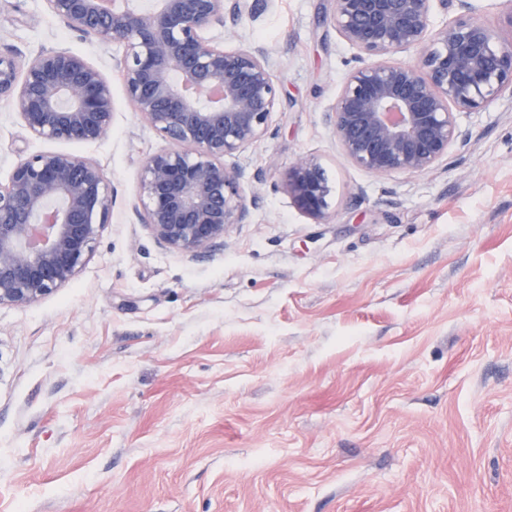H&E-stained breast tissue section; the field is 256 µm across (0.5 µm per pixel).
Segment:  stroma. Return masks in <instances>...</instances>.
Listing matches in <instances>:
<instances>
[{
	"instance_id": "35a3bbf8",
	"label": "stroma",
	"mask_w": 512,
	"mask_h": 512,
	"mask_svg": "<svg viewBox=\"0 0 512 512\" xmlns=\"http://www.w3.org/2000/svg\"><path fill=\"white\" fill-rule=\"evenodd\" d=\"M334 0H276L239 31L268 47L271 132L248 223L191 258L140 224L165 142L129 104L124 49L47 0H0V46L82 54L112 85L108 136L40 140L0 100V184L44 151L96 161L114 194L65 287L0 306V512H512V96L457 113L433 172L353 166L328 111L355 49ZM318 156L315 223L282 187Z\"/></svg>"
}]
</instances>
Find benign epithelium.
I'll list each match as a JSON object with an SVG mask.
<instances>
[{
  "instance_id": "benign-epithelium-1",
  "label": "benign epithelium",
  "mask_w": 512,
  "mask_h": 512,
  "mask_svg": "<svg viewBox=\"0 0 512 512\" xmlns=\"http://www.w3.org/2000/svg\"><path fill=\"white\" fill-rule=\"evenodd\" d=\"M71 29L101 44L124 46L126 98L167 143L141 166L134 212L168 251L203 257L245 223V169L228 167L264 138L279 89L265 48H226L206 36L229 29L247 0H48ZM463 13L436 28L435 4L448 0H335L333 22L357 51L356 65L329 111L343 155L374 176L426 174L463 141L456 113L512 95V42ZM403 50L410 61H395ZM16 102L29 133L88 144L112 129L115 102L104 75L84 56L46 49L23 61L0 48V99ZM295 206L320 223L333 186L313 155L283 175ZM113 195L92 159L63 151L23 158L0 185V305L36 301L68 284L109 223Z\"/></svg>"
}]
</instances>
